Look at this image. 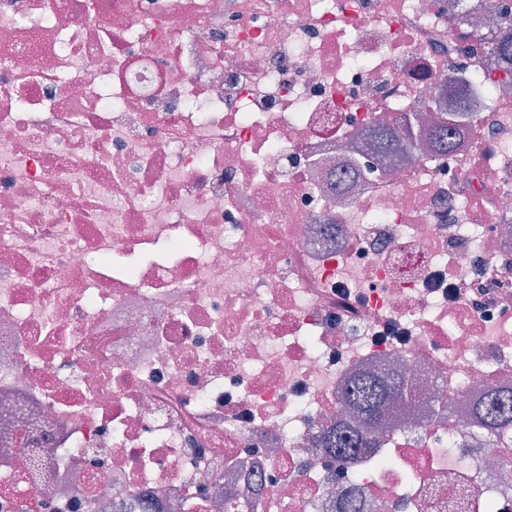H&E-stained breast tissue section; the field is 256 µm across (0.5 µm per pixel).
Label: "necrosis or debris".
Returning a JSON list of instances; mask_svg holds the SVG:
<instances>
[{
	"instance_id": "4bbe7bcc",
	"label": "necrosis or debris",
	"mask_w": 512,
	"mask_h": 512,
	"mask_svg": "<svg viewBox=\"0 0 512 512\" xmlns=\"http://www.w3.org/2000/svg\"><path fill=\"white\" fill-rule=\"evenodd\" d=\"M456 9L0 0V512H512V296L444 293L512 258V77ZM377 367L414 397L347 464ZM398 121L394 124L383 122L372 132V138L383 153L387 155L407 156L412 152V142L400 134ZM478 410L489 427L512 429V393H491Z\"/></svg>"
}]
</instances>
